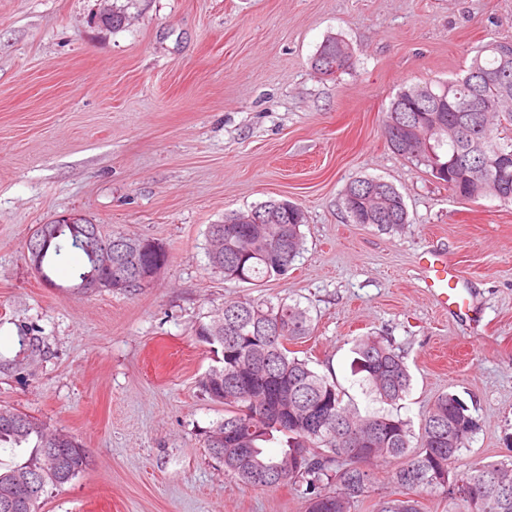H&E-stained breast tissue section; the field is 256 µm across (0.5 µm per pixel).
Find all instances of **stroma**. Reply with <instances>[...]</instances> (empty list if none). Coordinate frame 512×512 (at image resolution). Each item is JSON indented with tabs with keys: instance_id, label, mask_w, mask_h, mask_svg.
<instances>
[{
	"instance_id": "1",
	"label": "stroma",
	"mask_w": 512,
	"mask_h": 512,
	"mask_svg": "<svg viewBox=\"0 0 512 512\" xmlns=\"http://www.w3.org/2000/svg\"><path fill=\"white\" fill-rule=\"evenodd\" d=\"M102 6L0 0V409L89 453L39 512H306L304 486L245 488L204 443L224 407L199 381L222 356L194 330L243 299L307 309L297 356L363 413L380 405L352 348L385 336L413 376L392 413L416 426L455 392L479 422L460 465L512 462V203L457 199L384 132L403 88L512 42V0H139L119 31ZM331 35L353 66L324 75L312 58ZM364 177L403 194L401 232L347 220L344 189ZM270 199L304 208L303 251L263 285L225 280L209 225ZM68 213L163 244L167 264L137 290L81 294L72 251L45 284L25 243ZM431 250L464 271L468 315L427 290ZM29 333L41 354L21 346Z\"/></svg>"
}]
</instances>
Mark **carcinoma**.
Here are the masks:
<instances>
[{"instance_id": "cac0c4a2", "label": "carcinoma", "mask_w": 512, "mask_h": 512, "mask_svg": "<svg viewBox=\"0 0 512 512\" xmlns=\"http://www.w3.org/2000/svg\"><path fill=\"white\" fill-rule=\"evenodd\" d=\"M134 0H113L112 15L103 25L125 27ZM312 65L333 75L353 66L345 40L327 37ZM435 107L442 119L460 121L462 130L451 137L438 135L420 121V135L411 142L393 134L391 123L415 115L414 109ZM389 149L448 186L460 200L494 197L512 203V64L486 44L456 77L437 86L416 84L402 89L385 116ZM348 220L354 224L380 222L389 231L409 223L403 195L377 178L352 181L342 197ZM265 218L250 224V213ZM306 222L304 210L283 200H269L209 226L208 261L224 279L249 284L268 281L288 271L300 254ZM98 230L94 243L112 247V268L96 265L88 241L87 224L37 225L46 230L37 254L42 279L54 284L49 271L70 249L79 251L84 265L77 289L92 273L107 289L112 276L125 273L123 291L141 287L162 265H151L145 255L126 249L136 241L168 261V252L154 241L121 232ZM313 332L312 318L299 304L246 299L224 304L222 314L195 329L199 341L219 347L223 366L200 380L202 392L224 405V419L206 430V447L224 471L245 487L271 488L289 483L306 486L307 512H352L373 491L375 470L388 468L389 482L399 497L386 499L380 512H421L416 495L426 492L448 502V512H512V464L474 463L459 469L462 449L479 429L476 417L454 392L438 395L421 418L419 442L412 444L411 425L392 414H361L344 401L335 382L292 354L295 344ZM354 373L374 400L394 405L409 393L412 375L404 357L383 336H362L354 345ZM275 455L263 444L278 437ZM34 443L30 461L0 471V512L4 500L14 498V512H38L46 486H58L78 476L72 466L81 463L74 437L50 429L24 413L8 410L0 417V444L20 447ZM367 449L371 462L362 471L353 468V448ZM35 476V490L21 487V479Z\"/></svg>"}]
</instances>
